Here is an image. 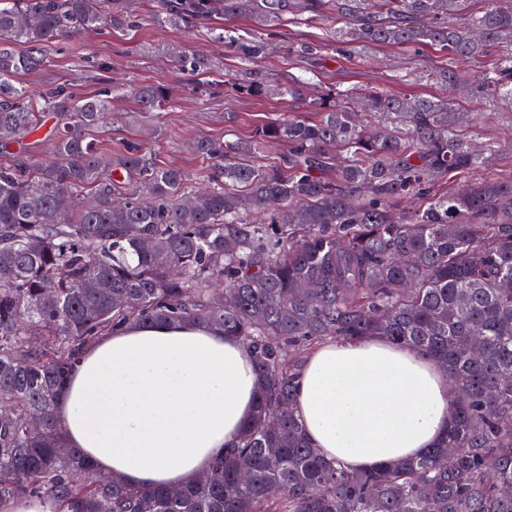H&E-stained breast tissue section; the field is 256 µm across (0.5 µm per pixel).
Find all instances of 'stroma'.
Returning a JSON list of instances; mask_svg holds the SVG:
<instances>
[{
  "label": "stroma",
  "mask_w": 512,
  "mask_h": 512,
  "mask_svg": "<svg viewBox=\"0 0 512 512\" xmlns=\"http://www.w3.org/2000/svg\"><path fill=\"white\" fill-rule=\"evenodd\" d=\"M155 0H126L134 24L77 36L65 44L46 48L50 64L44 70L21 75L19 81L31 94L51 83H69L80 92L93 93L96 67L107 64L114 84L128 94L115 104V112L98 135L103 154L116 152L125 143H144L153 160L175 165L200 181L208 163L194 153L190 143L198 137L249 140L256 129L272 126L288 113L313 121L317 114L307 100L331 88L357 86L364 90L387 88L422 97L446 96L437 73L449 64L448 55L431 45H374L360 55L342 56L333 48V31L321 22L283 20L269 37L263 54L253 64L215 40L204 28L162 24L155 16ZM315 45L312 54L299 52L300 44ZM198 55L208 68L196 80L182 73L179 56ZM262 73L273 85V93L252 97L232 90L248 70ZM308 75L315 83L304 100L281 94L289 77ZM165 86L169 100L160 112L144 117L132 89ZM467 112L462 132L475 144L491 148L487 166L469 172L472 180L512 177V104L487 93L452 96ZM58 126L56 114H44L40 129L22 143L0 150V164L21 158L39 162L53 157L52 133Z\"/></svg>",
  "instance_id": "35a3bbf8"
}]
</instances>
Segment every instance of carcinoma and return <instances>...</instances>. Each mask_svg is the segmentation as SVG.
<instances>
[{
    "instance_id": "cac0c4a2",
    "label": "carcinoma",
    "mask_w": 512,
    "mask_h": 512,
    "mask_svg": "<svg viewBox=\"0 0 512 512\" xmlns=\"http://www.w3.org/2000/svg\"><path fill=\"white\" fill-rule=\"evenodd\" d=\"M156 7L161 23L206 27L249 11L261 29L216 34L245 58L263 53L266 28L306 13L336 24L343 53L436 45L456 62L440 81L512 101L511 54L477 79L462 69L512 49V0L475 15L468 0ZM127 20L123 0H0V147L34 133L41 112L62 117L56 160L0 165V504L45 495L64 512H512L502 493L512 485V178L440 190L490 158L457 133L448 101L336 88L310 103L317 121L293 116L249 142L197 140L210 186L188 192L182 169L139 147L98 151L92 132L124 89L58 84L35 102L19 83L46 66L45 44ZM233 87L267 91L257 71ZM167 97L163 86L137 93L143 112ZM359 110L390 126L364 132ZM269 138L288 143V171L245 159ZM116 171L138 176L120 201ZM128 323L216 326L255 362L259 392L235 449L189 486L99 478L60 433V384L87 345ZM368 336L428 353L453 400L435 447L353 473L320 456L293 401L309 348Z\"/></svg>"
}]
</instances>
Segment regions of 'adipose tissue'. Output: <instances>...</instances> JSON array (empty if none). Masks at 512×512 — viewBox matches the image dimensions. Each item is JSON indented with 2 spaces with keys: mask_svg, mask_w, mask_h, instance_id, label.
I'll use <instances>...</instances> for the list:
<instances>
[{
  "mask_svg": "<svg viewBox=\"0 0 512 512\" xmlns=\"http://www.w3.org/2000/svg\"><path fill=\"white\" fill-rule=\"evenodd\" d=\"M257 396L252 356L211 326L132 324L86 347L57 397L65 441L135 487L193 483L231 448ZM448 379L381 337L310 349L294 409L310 443L351 472L422 455L448 426Z\"/></svg>",
  "mask_w": 512,
  "mask_h": 512,
  "instance_id": "adipose-tissue-1",
  "label": "adipose tissue"
}]
</instances>
